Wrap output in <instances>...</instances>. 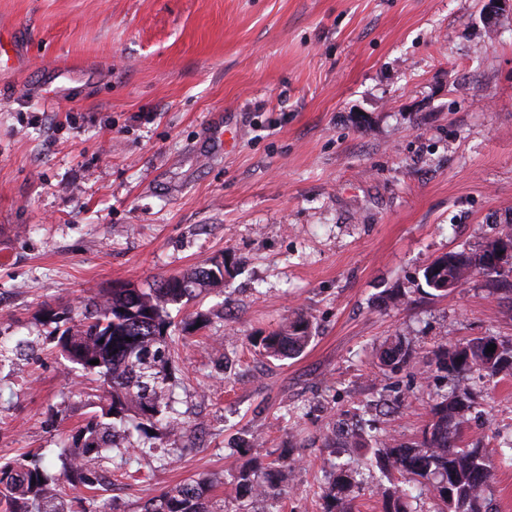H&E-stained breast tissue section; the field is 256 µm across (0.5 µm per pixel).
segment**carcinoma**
Returning a JSON list of instances; mask_svg holds the SVG:
<instances>
[{"label":"carcinoma","mask_w":512,"mask_h":512,"mask_svg":"<svg viewBox=\"0 0 512 512\" xmlns=\"http://www.w3.org/2000/svg\"><path fill=\"white\" fill-rule=\"evenodd\" d=\"M473 275L498 276L500 271L487 268L484 253L460 251L432 261L423 272L427 286L441 295L449 292L444 287L447 282L461 283ZM223 280L224 262L215 259L209 267L164 278L150 288H114L91 295L76 318L67 312L48 314L54 324L48 338L66 360L99 377L107 408L74 432L72 444L63 449L68 463L62 474H51L38 451L0 463V504L5 512H87L79 490L102 481L103 451L115 449L120 457L143 452L145 442L130 448L133 433L141 437L150 428L171 434L180 430L167 387L156 372L158 365L168 361L174 342L168 333L169 308L194 289L214 287ZM309 329L310 320L300 315L263 337L261 346L270 356H294L307 345ZM491 344L498 353L487 351ZM96 359L99 364H90ZM412 360V350L401 338L392 340L381 354L386 367L398 368ZM436 365L457 381L473 370L491 378L507 376L512 373V343L488 335L461 346H445L436 354ZM432 401V419L419 442L381 449L387 465L406 479V485L383 491L385 512H410L408 499L414 489L434 492L443 503L437 512H474V506L484 507L494 463L482 443H463L474 392L457 384L435 394ZM237 487L257 497H274L278 495L276 471L242 470ZM207 492L206 482L192 480L149 498L141 512H215Z\"/></svg>","instance_id":"1"}]
</instances>
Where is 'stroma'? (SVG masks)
Instances as JSON below:
<instances>
[{
  "label": "stroma",
  "instance_id": "stroma-1",
  "mask_svg": "<svg viewBox=\"0 0 512 512\" xmlns=\"http://www.w3.org/2000/svg\"><path fill=\"white\" fill-rule=\"evenodd\" d=\"M487 0H0V460L49 472L100 413L46 311L220 256L224 285L162 372L185 436L159 463L109 468L94 512H140L203 478L219 512H325L331 463L362 473L354 512L401 477L374 448L413 443L449 390L438 347L512 340V270L445 296L423 278L512 224V6ZM303 353L256 343L298 314ZM415 360L380 364L395 337ZM465 435L512 437V376L471 377ZM363 448L328 439L337 420ZM279 499H240L239 470L278 458Z\"/></svg>",
  "mask_w": 512,
  "mask_h": 512
}]
</instances>
